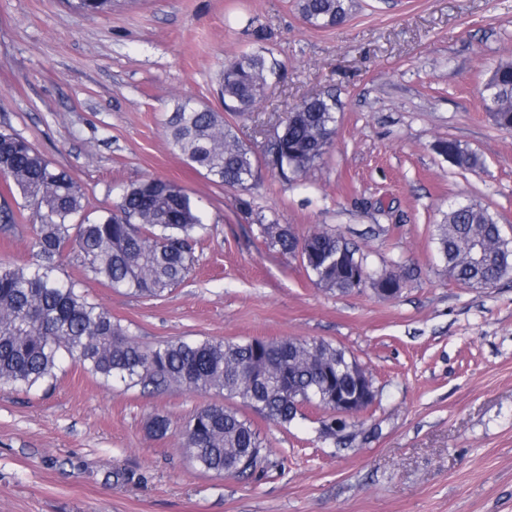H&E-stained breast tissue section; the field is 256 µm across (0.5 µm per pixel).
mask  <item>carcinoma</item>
Segmentation results:
<instances>
[{
	"label": "carcinoma",
	"mask_w": 512,
	"mask_h": 512,
	"mask_svg": "<svg viewBox=\"0 0 512 512\" xmlns=\"http://www.w3.org/2000/svg\"><path fill=\"white\" fill-rule=\"evenodd\" d=\"M75 12L105 14L112 0H64ZM353 0H296L306 22L318 29L343 23ZM264 55L243 51L224 65L219 96L224 112L190 100L175 104L165 120L174 153L212 181L248 188L259 158L231 120L253 111L267 86ZM481 98L490 119L512 130V63L497 66ZM336 102L329 94L288 113L267 143L264 165L285 178L301 180L316 167L336 131ZM459 170L481 166L479 156L454 139L438 143ZM0 177L8 193L27 204L36 259L0 263V387L31 390L50 385L64 354L104 381L156 392L174 386L214 391L287 426L297 417L296 402L311 401L335 418L336 391L349 377L336 374V360L349 353L323 340L284 338L234 341L218 338L166 340L144 347L112 313L89 300L81 280L60 275L66 249L82 258L86 271L117 292L144 298L169 294L189 275L193 247L206 225L191 197L164 179L146 176L125 185L111 209L88 213L84 191L66 170L55 166L19 135L0 131ZM261 233L282 253L307 252L317 286L344 293L353 288L338 267L340 254L353 263L357 251L328 230L299 236L289 225L257 217ZM492 242L487 261L471 264L468 245ZM448 274L469 288H489L512 273V238L502 233L489 210L455 203L435 228ZM183 450L198 469L234 478L259 472L266 445L254 423L238 409L211 404L198 409L182 432Z\"/></svg>",
	"instance_id": "cac0c4a2"
}]
</instances>
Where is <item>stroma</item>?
<instances>
[{
	"mask_svg": "<svg viewBox=\"0 0 512 512\" xmlns=\"http://www.w3.org/2000/svg\"><path fill=\"white\" fill-rule=\"evenodd\" d=\"M262 51L276 71L243 137L263 154L271 125L317 94L336 132L306 182L260 168L247 190L175 155L174 104L221 109L226 61ZM512 61V0H353L340 26L308 25L296 0H114L90 17L62 0H0V130L67 169L88 211L143 176L198 200L209 232L165 297L94 280L77 253L62 276L146 345L184 337H297L344 348L377 400L344 443L319 439V410L282 427L246 410L268 472L194 468L180 431L213 392L148 393L63 357L51 386L0 389V512H512V275L485 289L449 278L434 230L449 205L488 208L512 232V131L481 89ZM454 139L480 168L439 154ZM298 234L336 232L374 270L404 272L398 296L317 287L263 237L257 215ZM167 417L166 436L150 420Z\"/></svg>",
	"mask_w": 512,
	"mask_h": 512,
	"instance_id": "35a3bbf8",
	"label": "stroma"
}]
</instances>
